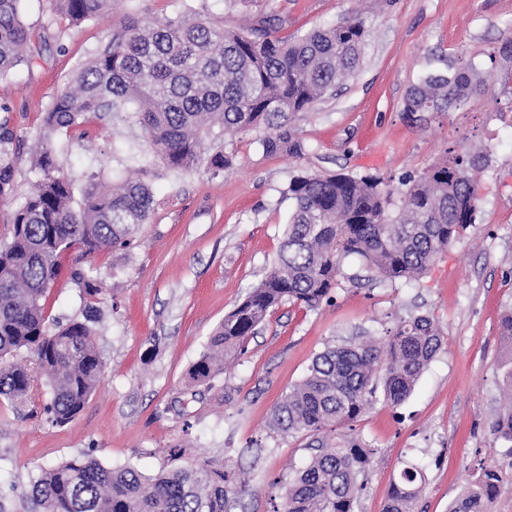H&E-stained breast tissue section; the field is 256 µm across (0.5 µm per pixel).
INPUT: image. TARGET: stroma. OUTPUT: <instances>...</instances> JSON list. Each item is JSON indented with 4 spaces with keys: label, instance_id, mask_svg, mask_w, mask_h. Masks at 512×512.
<instances>
[{
    "label": "stroma",
    "instance_id": "35a3bbf8",
    "mask_svg": "<svg viewBox=\"0 0 512 512\" xmlns=\"http://www.w3.org/2000/svg\"><path fill=\"white\" fill-rule=\"evenodd\" d=\"M189 7L235 29L273 16L288 39L336 24L348 10L362 14L370 32L360 68L290 124L311 152L269 155L268 129L228 134L216 124L201 151L231 157V167L178 171L152 152L133 113L105 114L85 139L78 129L46 126L54 99L127 14L151 24ZM23 20L32 61L0 79V145L12 158L0 188V246L12 240L48 144L76 189L139 178L154 203L129 248L61 259L45 297L46 326L82 319V279L94 278L103 377L79 416L54 426L40 414L47 378L18 352L33 386L25 403H0V512H33L29 493L41 468L86 453L146 475L213 462L248 484L232 495L231 512H279L284 485L316 442L274 432L275 403L326 346L363 334L386 342L401 319L419 314L439 322L445 345L402 404L376 401L354 423L374 450L354 512H384L389 486L409 462L425 473L414 512H448L469 475L485 466L503 480L492 512H512V451L491 431L506 403L499 323L512 308V0H258L247 12L228 0H116L111 12L79 24L51 0H26ZM441 56L488 73L485 89L446 112H405L409 87ZM465 152L485 156L476 220L422 278L374 279L360 258L347 257L319 309L280 306L246 355L211 384H187L189 366L224 316L270 272L293 210V175L374 174L397 188Z\"/></svg>",
    "mask_w": 512,
    "mask_h": 512
}]
</instances>
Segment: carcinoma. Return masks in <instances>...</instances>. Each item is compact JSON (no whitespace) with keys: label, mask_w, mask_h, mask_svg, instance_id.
Instances as JSON below:
<instances>
[{"label":"carcinoma","mask_w":512,"mask_h":512,"mask_svg":"<svg viewBox=\"0 0 512 512\" xmlns=\"http://www.w3.org/2000/svg\"><path fill=\"white\" fill-rule=\"evenodd\" d=\"M25 0H0V78L29 62ZM114 0H53L73 23L112 10ZM275 19L260 18L250 31L228 29L189 10L160 24L132 17L74 75L45 118L51 129L85 125L90 134L102 112L133 104L155 152L170 169L207 163L220 171L231 158H204L200 134L216 121L226 131L260 126L277 131L262 141L268 154L301 156L309 146L288 122L332 92L361 64L369 34L365 19L349 14L337 24L293 39L275 36ZM483 80L471 66L432 70L412 85L406 112H446L479 94ZM483 155L458 154L416 179L403 182L400 199L375 175L298 174L291 178V220L271 271L224 316L208 347L187 371L191 385L211 382L230 360L247 352L248 342L285 303L315 310L338 285L342 259L356 255L381 280L409 282L475 223V172ZM40 177L17 212L11 242L0 249V398L27 399L28 368L6 360L21 350L49 377L46 421L63 425L84 409L102 375L94 344L95 282H85L88 315L49 333L43 299L58 278L60 258L69 252L84 260L128 247L147 223L153 205L149 185L126 180L116 191L96 187L76 198L64 162L49 145L37 163ZM512 363V310L500 323ZM445 344L439 323L429 315L403 319L384 347L358 336L326 347L305 377L273 410V429L284 436H319L356 421L382 393L400 405L429 362ZM505 410L493 432L512 444V369ZM374 449L357 436L341 445L321 443L319 452L288 481L281 512H353ZM425 480L408 463L388 489L385 512H412ZM234 479L210 462L173 466L153 476L133 467H110L90 454L45 467L31 486L41 512H229ZM498 471L485 468L466 480L449 512H490L500 495Z\"/></svg>","instance_id":"cac0c4a2"}]
</instances>
